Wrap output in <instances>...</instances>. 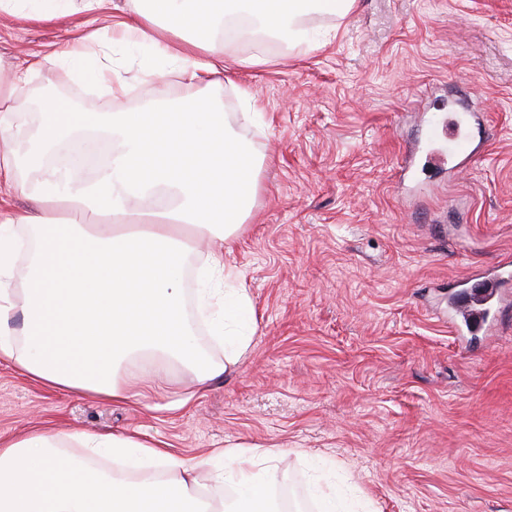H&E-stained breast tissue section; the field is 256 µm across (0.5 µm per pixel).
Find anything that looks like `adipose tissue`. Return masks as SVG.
<instances>
[{
    "label": "adipose tissue",
    "instance_id": "ef3b65f1",
    "mask_svg": "<svg viewBox=\"0 0 512 512\" xmlns=\"http://www.w3.org/2000/svg\"><path fill=\"white\" fill-rule=\"evenodd\" d=\"M356 0H130L131 20L112 24V0H81L94 25L55 51L112 93L126 83L106 63L114 43L149 47L189 84L220 83L224 54L216 31L245 12L271 32L294 40L316 10L346 15ZM30 61L0 87V142L24 126L18 90ZM97 129L116 138L117 152L88 184L61 187L41 157L65 135ZM39 171L35 210H0V360L34 381L115 401L135 397L122 366L135 359L177 364L205 385L235 366L251 339L239 336L224 360L198 358L188 338L180 288L181 257L202 239L212 245L204 267L225 279L241 274L224 262V245L249 217L256 181L251 158L226 133L224 113L200 97L139 112L76 110L46 104L26 163ZM34 242L27 265H14L16 228ZM85 458L111 449L131 470L124 478L95 472L77 481L80 465L63 440L34 432L0 440V512H278L266 470L254 449L235 446L187 462L158 444L116 435H84ZM237 493L225 498V484Z\"/></svg>",
    "mask_w": 512,
    "mask_h": 512
}]
</instances>
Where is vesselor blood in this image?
Returning <instances> with one entry per match:
<instances>
[{
  "label": "vessel or blood",
  "mask_w": 512,
  "mask_h": 512,
  "mask_svg": "<svg viewBox=\"0 0 512 512\" xmlns=\"http://www.w3.org/2000/svg\"><path fill=\"white\" fill-rule=\"evenodd\" d=\"M470 125L466 115L460 114L448 123V160L461 165L469 150ZM465 299L454 308V322L469 332H488L502 299V290L512 285V264L501 263L490 270L472 274L466 280Z\"/></svg>",
  "instance_id": "obj_1"
}]
</instances>
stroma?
<instances>
[{
    "label": "stroma",
    "mask_w": 512,
    "mask_h": 512,
    "mask_svg": "<svg viewBox=\"0 0 512 512\" xmlns=\"http://www.w3.org/2000/svg\"><path fill=\"white\" fill-rule=\"evenodd\" d=\"M84 19L0 11V74ZM303 25L289 45L252 29L206 91L261 163L224 255L254 307L238 365L197 390L180 366L131 361L142 394L115 403L1 362L0 438L135 436L187 460L272 448L268 482L304 512L326 485L339 512H512V292L491 333L448 322L463 279L512 261V0H358ZM113 63L126 94L64 61L32 72L27 125L52 99L136 112L186 90L147 49L115 50ZM240 85L260 113L245 116ZM470 108L478 154L462 169L436 163L442 118Z\"/></svg>",
    "instance_id": "1"
}]
</instances>
